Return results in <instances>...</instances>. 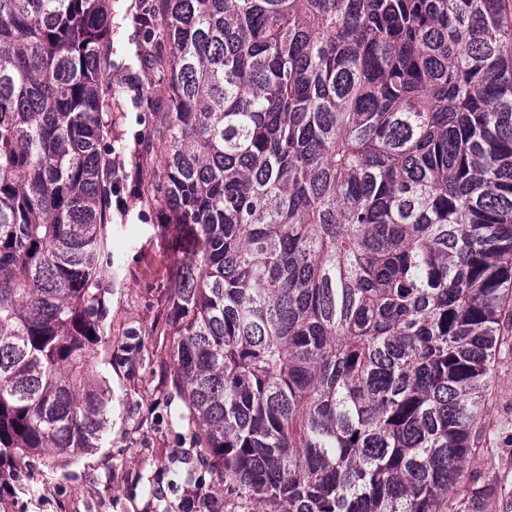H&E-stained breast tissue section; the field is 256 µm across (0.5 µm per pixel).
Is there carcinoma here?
I'll return each instance as SVG.
<instances>
[{
  "mask_svg": "<svg viewBox=\"0 0 512 512\" xmlns=\"http://www.w3.org/2000/svg\"><path fill=\"white\" fill-rule=\"evenodd\" d=\"M106 0H0V457L101 447ZM185 432L265 512H470L512 288V0H151Z\"/></svg>",
  "mask_w": 512,
  "mask_h": 512,
  "instance_id": "cac0c4a2",
  "label": "carcinoma"
}]
</instances>
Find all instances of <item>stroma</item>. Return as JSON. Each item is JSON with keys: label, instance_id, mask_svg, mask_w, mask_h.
Returning a JSON list of instances; mask_svg holds the SVG:
<instances>
[{"label": "stroma", "instance_id": "1", "mask_svg": "<svg viewBox=\"0 0 512 512\" xmlns=\"http://www.w3.org/2000/svg\"><path fill=\"white\" fill-rule=\"evenodd\" d=\"M140 5L141 0H112L111 63L101 69L102 84L111 90L103 98L112 119L104 143L112 148L108 159L117 183L108 196L112 278L106 283L112 416L102 448L62 468L35 460L5 473L14 492L0 495V512H178L181 488L159 500L153 484L171 471L202 468L189 437L168 423L170 365L162 331L169 282L184 257L168 247L162 215L142 200L147 184L163 178L153 136L166 99L158 79L138 61L149 50L136 23ZM133 334L143 346L135 364L118 353ZM488 399L487 438L471 467L496 480L502 496L481 504L479 512H512L511 353L500 355Z\"/></svg>", "mask_w": 512, "mask_h": 512}]
</instances>
